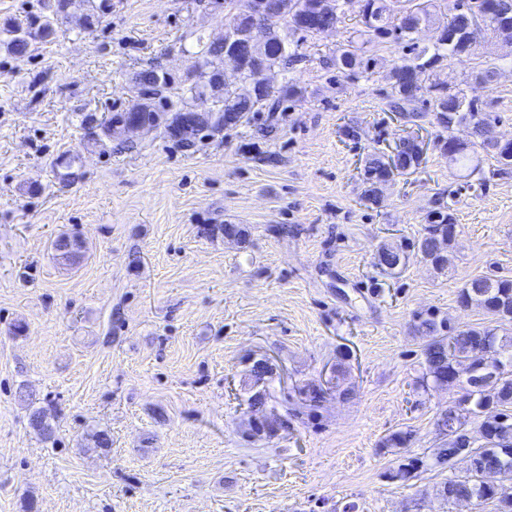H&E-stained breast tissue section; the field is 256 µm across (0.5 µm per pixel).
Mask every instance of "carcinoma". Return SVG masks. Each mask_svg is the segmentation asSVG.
<instances>
[{
  "instance_id": "1",
  "label": "carcinoma",
  "mask_w": 512,
  "mask_h": 512,
  "mask_svg": "<svg viewBox=\"0 0 512 512\" xmlns=\"http://www.w3.org/2000/svg\"><path fill=\"white\" fill-rule=\"evenodd\" d=\"M66 0H55L48 15L37 18L14 19L6 24L7 42L11 51L26 55L31 41H48L55 33L56 15ZM247 0H213L214 8L224 9V30L233 36L231 45L211 41L196 52L192 66L180 83L157 69L144 70L136 75L137 100L125 111L112 117L105 127L112 135L116 124L135 117L144 123L164 126L169 137L184 147H192L196 137H183L177 132L180 116L195 111L197 102L217 91L222 105L213 109L215 119L209 131L251 126L256 116L268 113V122L256 126V134L267 137L273 131L278 113L288 110L286 103L299 100L302 91L285 82L272 89L262 88L242 95L224 83V66L232 63L246 78H254L264 70L288 71L303 60L300 42L336 26L341 20L340 0H260L259 7L245 14L241 8ZM432 0H366L359 31L360 40L351 39L338 53L326 61V67L349 79L368 73L375 63L374 49L386 44L400 46L408 54L404 62L392 69L389 111L413 122L433 113L440 128L436 147L448 158V163L469 171L481 172L479 165L469 166V151L480 148L491 155L500 168L512 167V147L493 148L485 144L483 129L488 114L464 90L451 91L438 74L440 64L455 56L467 54L461 32L470 20L478 16L486 30L495 38L512 42V0H448V13L438 18L431 11ZM422 26L433 27L432 41L419 46L416 33ZM425 106L420 111L418 105ZM457 126L470 129V140L462 141L453 135ZM422 154L408 142L397 156L384 158L367 156L362 179V197L370 205L383 207L384 198L378 186L418 166ZM414 248L435 268L444 269L448 263L447 249L451 246L455 224L452 215L431 211ZM57 256L75 265L83 258V244L75 237L60 236L53 244ZM397 247L383 245L378 249L377 265L387 269L393 262L402 261ZM460 303L476 305L493 317V322L478 328L454 329L434 313H426L415 325L425 339L423 381L437 385L459 383L458 367L466 366L468 377L460 397L436 418L438 431L448 440L432 452L434 464L442 466L454 456L467 450L476 466L461 476L448 478L437 489L438 497L452 504L459 496L470 498L476 508L493 504L495 512H512V496L503 497L486 487L480 477L482 467H492L501 475L504 484L512 486V361L497 359L500 372L489 381L490 354L503 351L505 338L498 330L512 323V279L499 275H484L466 283L459 293ZM477 421V430L469 428L470 420ZM31 427L50 439L52 424L41 409L29 413ZM420 460L397 461L388 473L392 480L407 482L416 477Z\"/></svg>"
}]
</instances>
